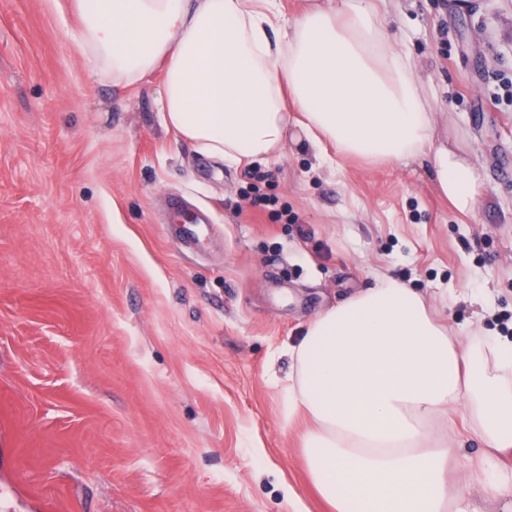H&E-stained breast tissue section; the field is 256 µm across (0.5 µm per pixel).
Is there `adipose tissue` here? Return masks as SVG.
I'll list each match as a JSON object with an SVG mask.
<instances>
[{
  "instance_id": "obj_1",
  "label": "adipose tissue",
  "mask_w": 512,
  "mask_h": 512,
  "mask_svg": "<svg viewBox=\"0 0 512 512\" xmlns=\"http://www.w3.org/2000/svg\"><path fill=\"white\" fill-rule=\"evenodd\" d=\"M75 39L113 82L165 75L166 124L242 165L279 154L293 113L314 144L381 164L426 157L474 211L475 168L433 145L410 54L374 0H75ZM288 411L333 512H512V338L452 336L414 288L384 278L321 311L289 345ZM479 444L459 454L457 421Z\"/></svg>"
}]
</instances>
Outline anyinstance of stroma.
<instances>
[{"mask_svg":"<svg viewBox=\"0 0 512 512\" xmlns=\"http://www.w3.org/2000/svg\"><path fill=\"white\" fill-rule=\"evenodd\" d=\"M381 10L435 144L479 173L471 215L426 159L294 123L255 166L200 153L162 73L117 86L80 53L74 0H0V512H329L284 391L311 318L391 277L452 333L512 336V0Z\"/></svg>","mask_w":512,"mask_h":512,"instance_id":"obj_1","label":"stroma"}]
</instances>
